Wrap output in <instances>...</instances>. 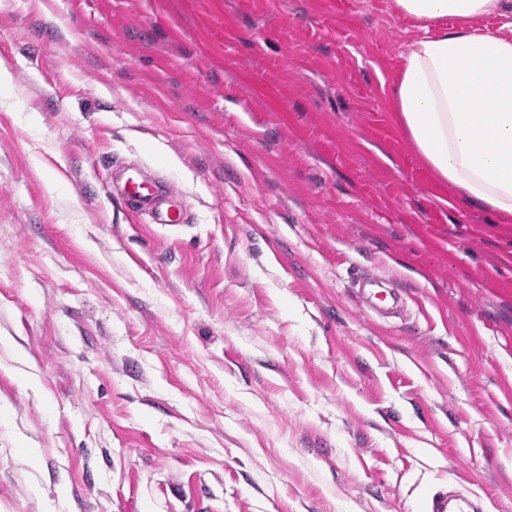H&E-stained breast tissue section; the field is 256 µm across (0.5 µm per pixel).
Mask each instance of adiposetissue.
<instances>
[{
    "mask_svg": "<svg viewBox=\"0 0 512 512\" xmlns=\"http://www.w3.org/2000/svg\"><path fill=\"white\" fill-rule=\"evenodd\" d=\"M420 34L391 87L397 120L440 181L463 200L512 217V38L473 27L506 0H392ZM452 28H443L445 20Z\"/></svg>",
    "mask_w": 512,
    "mask_h": 512,
    "instance_id": "adipose-tissue-1",
    "label": "adipose tissue"
}]
</instances>
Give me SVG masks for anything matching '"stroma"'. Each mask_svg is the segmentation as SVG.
I'll list each match as a JSON object with an SVG mask.
<instances>
[{"mask_svg":"<svg viewBox=\"0 0 512 512\" xmlns=\"http://www.w3.org/2000/svg\"><path fill=\"white\" fill-rule=\"evenodd\" d=\"M416 33L391 0H0V512H512V219L399 125ZM121 196L137 208L151 214L156 224H183L187 220L185 205L170 185L163 184L144 165L124 167ZM483 500L476 495H468L451 489L433 498L431 512H485Z\"/></svg>","mask_w":512,"mask_h":512,"instance_id":"1","label":"stroma"}]
</instances>
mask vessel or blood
<instances>
[{
	"label": "vessel or blood",
	"mask_w": 512,
	"mask_h": 512,
	"mask_svg": "<svg viewBox=\"0 0 512 512\" xmlns=\"http://www.w3.org/2000/svg\"><path fill=\"white\" fill-rule=\"evenodd\" d=\"M121 195L150 213L155 223L177 225L187 220L180 195L146 166L126 167ZM431 512H485V505L478 496L451 489L433 498Z\"/></svg>",
	"instance_id": "obj_1"
}]
</instances>
